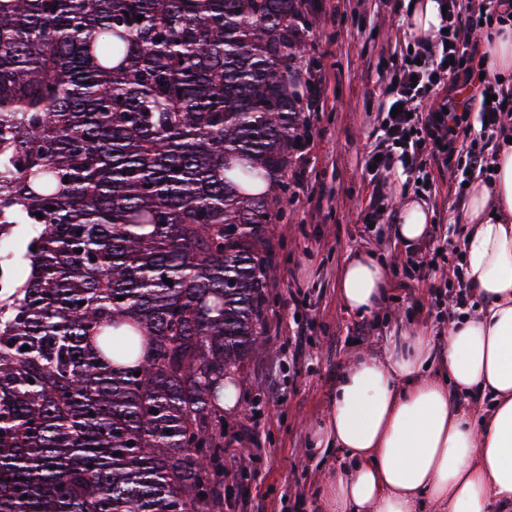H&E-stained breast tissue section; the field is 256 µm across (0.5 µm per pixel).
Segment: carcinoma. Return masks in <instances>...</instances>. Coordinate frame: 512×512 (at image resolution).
I'll use <instances>...</instances> for the list:
<instances>
[{
    "mask_svg": "<svg viewBox=\"0 0 512 512\" xmlns=\"http://www.w3.org/2000/svg\"><path fill=\"white\" fill-rule=\"evenodd\" d=\"M300 2L0 0V512H224Z\"/></svg>",
    "mask_w": 512,
    "mask_h": 512,
    "instance_id": "obj_1",
    "label": "carcinoma"
}]
</instances>
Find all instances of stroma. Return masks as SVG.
<instances>
[{"instance_id":"1","label":"stroma","mask_w":512,"mask_h":512,"mask_svg":"<svg viewBox=\"0 0 512 512\" xmlns=\"http://www.w3.org/2000/svg\"><path fill=\"white\" fill-rule=\"evenodd\" d=\"M408 0H302L313 48L302 65L324 82L302 114L304 139L285 173L279 223L265 235L272 271L260 323L264 346L225 408L224 512H323L315 495L324 455L313 433L326 417L337 377L358 354L380 356L391 337L425 329L445 346L448 320L425 288L399 268L406 249L394 222H362L371 188L364 162L379 125L380 65L406 52ZM421 198L438 238L458 240L464 208L448 172L425 160ZM366 252L389 266L391 299L378 313L346 312L337 292L345 257Z\"/></svg>"}]
</instances>
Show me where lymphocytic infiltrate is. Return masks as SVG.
<instances>
[{"instance_id":"1","label":"lymphocytic infiltrate","mask_w":512,"mask_h":512,"mask_svg":"<svg viewBox=\"0 0 512 512\" xmlns=\"http://www.w3.org/2000/svg\"><path fill=\"white\" fill-rule=\"evenodd\" d=\"M447 9L442 29L413 37V50L385 76V102L375 145L365 159L372 197L363 221L391 216L387 182L395 171L412 175L423 157L447 166L456 196L472 174L492 179L500 141L512 137V84L484 71L474 34L482 26L512 21V0H437ZM437 249L407 257L410 280L425 285L438 304L459 308L472 290L461 270L438 261Z\"/></svg>"}]
</instances>
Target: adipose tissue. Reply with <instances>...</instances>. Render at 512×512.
<instances>
[{
    "label": "adipose tissue",
    "mask_w": 512,
    "mask_h": 512,
    "mask_svg": "<svg viewBox=\"0 0 512 512\" xmlns=\"http://www.w3.org/2000/svg\"><path fill=\"white\" fill-rule=\"evenodd\" d=\"M492 182L475 180L462 216L473 314L448 326V346L406 332L385 357L358 354L336 383L317 445L348 463L324 474L325 512H512V144L500 145ZM397 236L410 246L431 233L416 199L399 210ZM389 276L372 255L344 263L338 294L364 314L386 300ZM481 391L490 405L465 410L449 390Z\"/></svg>",
    "instance_id": "ef3b65f1"
}]
</instances>
